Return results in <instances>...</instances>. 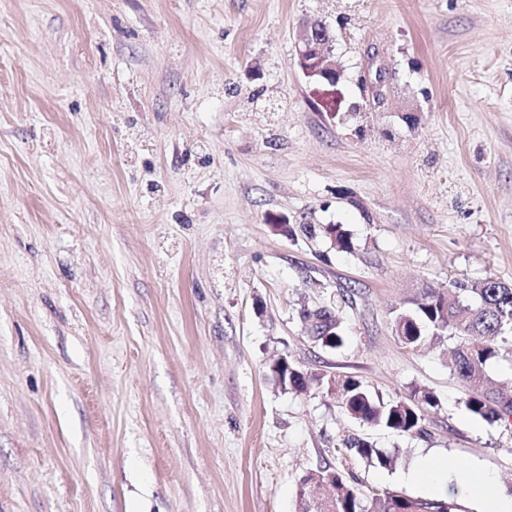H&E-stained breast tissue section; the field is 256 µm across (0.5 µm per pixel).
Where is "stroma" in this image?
I'll list each match as a JSON object with an SVG mask.
<instances>
[{
    "mask_svg": "<svg viewBox=\"0 0 512 512\" xmlns=\"http://www.w3.org/2000/svg\"><path fill=\"white\" fill-rule=\"evenodd\" d=\"M313 17L335 112L295 63ZM488 277L512 283V0H0V512H297L320 464L369 492L427 454L512 497V426L393 323ZM281 356L439 404L426 435L372 428L277 388ZM334 35L330 26L321 19H307L300 26L295 44L297 65L303 76L323 91L329 111L335 112L341 102L336 87L344 78V69L333 52ZM306 318L313 319L316 327L315 338L322 345L337 348L343 344V336L338 330V318L329 309H321L314 313H307ZM346 448L355 449L365 464L373 468L390 469L397 462L395 453L382 448H376L372 443L364 439H356L349 446L346 445Z\"/></svg>",
    "mask_w": 512,
    "mask_h": 512,
    "instance_id": "35a3bbf8",
    "label": "stroma"
}]
</instances>
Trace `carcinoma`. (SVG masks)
Returning a JSON list of instances; mask_svg holds the SVG:
<instances>
[{
  "instance_id": "1",
  "label": "carcinoma",
  "mask_w": 512,
  "mask_h": 512,
  "mask_svg": "<svg viewBox=\"0 0 512 512\" xmlns=\"http://www.w3.org/2000/svg\"><path fill=\"white\" fill-rule=\"evenodd\" d=\"M314 320L316 340L337 348L343 344L338 318L329 309L307 313ZM404 324L406 335L400 341L408 347H421L430 339L451 340L448 367L464 385L463 403L473 417L489 423L512 417V395L505 396L488 388V366L503 352L512 353V285L488 277L473 283L448 285V293L429 291L410 302V307L394 316V325ZM336 399L344 412L364 424L382 427L401 434L424 432L423 409L438 405L433 391L417 387L412 395L417 401L402 404L371 394L352 376H337ZM325 384V376H305L288 363V390L302 393L309 384ZM366 465L390 469L397 456L375 447L364 439L349 444ZM315 472L336 473L330 495L336 498L335 512H465L457 492L447 497L426 499L405 493L395 495L390 489L367 494L357 488L348 473L331 465L319 466Z\"/></svg>"
}]
</instances>
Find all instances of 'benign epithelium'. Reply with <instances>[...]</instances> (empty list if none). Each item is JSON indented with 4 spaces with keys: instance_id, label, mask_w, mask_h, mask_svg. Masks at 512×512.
I'll return each instance as SVG.
<instances>
[{
    "instance_id": "1",
    "label": "benign epithelium",
    "mask_w": 512,
    "mask_h": 512,
    "mask_svg": "<svg viewBox=\"0 0 512 512\" xmlns=\"http://www.w3.org/2000/svg\"><path fill=\"white\" fill-rule=\"evenodd\" d=\"M334 35L330 26L321 19H308L300 26V36L295 44L297 65L310 82L325 87L329 111L339 107L337 86L344 78V69L333 52Z\"/></svg>"
}]
</instances>
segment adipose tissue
Wrapping results in <instances>:
<instances>
[{
  "label": "adipose tissue",
  "instance_id": "ef3b65f1",
  "mask_svg": "<svg viewBox=\"0 0 512 512\" xmlns=\"http://www.w3.org/2000/svg\"><path fill=\"white\" fill-rule=\"evenodd\" d=\"M399 479L431 495L443 494L448 486L453 485L462 496L480 499L484 504V512H512V501L502 500L497 494L495 476L476 464L452 481L448 478L447 461L429 455L420 458L411 469L401 473Z\"/></svg>",
  "mask_w": 512,
  "mask_h": 512
}]
</instances>
